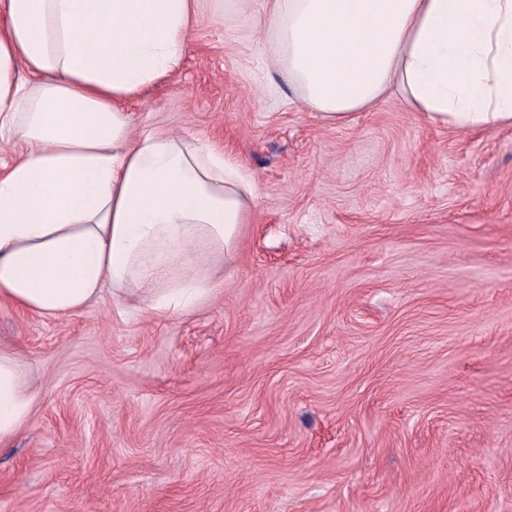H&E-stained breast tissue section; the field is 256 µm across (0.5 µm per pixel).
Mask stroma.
I'll list each match as a JSON object with an SVG mask.
<instances>
[{"instance_id":"1","label":"stroma","mask_w":512,"mask_h":512,"mask_svg":"<svg viewBox=\"0 0 512 512\" xmlns=\"http://www.w3.org/2000/svg\"><path fill=\"white\" fill-rule=\"evenodd\" d=\"M198 13L124 109L230 149L261 199L191 312L0 303L37 390L0 512H512V127L395 93L327 123L237 0Z\"/></svg>"}]
</instances>
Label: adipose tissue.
Instances as JSON below:
<instances>
[{
  "label": "adipose tissue",
  "instance_id": "ef3b65f1",
  "mask_svg": "<svg viewBox=\"0 0 512 512\" xmlns=\"http://www.w3.org/2000/svg\"><path fill=\"white\" fill-rule=\"evenodd\" d=\"M198 0H0V301L74 316L138 286L186 313L198 262L233 259L260 197L208 140L135 130L123 104L177 71ZM255 31L300 104L336 124L398 91L432 125L512 126V0H262ZM24 66L27 79L17 78ZM36 392L0 347V445Z\"/></svg>",
  "mask_w": 512,
  "mask_h": 512
}]
</instances>
